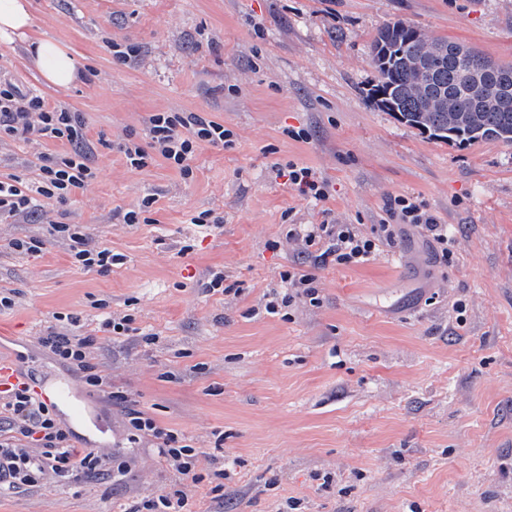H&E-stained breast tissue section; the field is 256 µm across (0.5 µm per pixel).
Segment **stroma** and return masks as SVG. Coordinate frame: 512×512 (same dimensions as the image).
Instances as JSON below:
<instances>
[{"label": "stroma", "mask_w": 512, "mask_h": 512, "mask_svg": "<svg viewBox=\"0 0 512 512\" xmlns=\"http://www.w3.org/2000/svg\"><path fill=\"white\" fill-rule=\"evenodd\" d=\"M29 12L25 37L0 38V78L80 113L100 175L66 203L42 198L0 222V290L14 301L0 346L20 367L72 379L37 338L61 329L56 313L78 315L113 390L234 463L223 494L192 490V512H278L288 500L298 512H512V147L430 139L367 98L371 40L397 18L512 64V0H29ZM43 37L75 58L70 87L31 64ZM115 43L137 58L116 63ZM155 112L212 113L232 143L202 146L187 180L161 160L131 169L115 144L144 141ZM69 149L1 141L0 179L35 181L39 154ZM292 163L327 181L326 200L285 184ZM149 194L151 223H122ZM398 195L447 225L452 263L410 229L351 267L315 264L287 237L322 222L371 233ZM205 210L215 230L191 224ZM53 222L86 225L122 263L75 266ZM26 236L45 238L39 256L8 249ZM291 268L315 276L320 305L266 314ZM217 272L221 292L209 289ZM108 311L132 315V332H98ZM84 399L82 422L62 405L54 416L76 446L124 453L126 475L5 491L0 512H129L177 484L150 443L125 447L119 407Z\"/></svg>", "instance_id": "obj_1"}]
</instances>
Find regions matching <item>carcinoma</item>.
I'll list each match as a JSON object with an SVG mask.
<instances>
[{
	"label": "carcinoma",
	"instance_id": "cac0c4a2",
	"mask_svg": "<svg viewBox=\"0 0 512 512\" xmlns=\"http://www.w3.org/2000/svg\"><path fill=\"white\" fill-rule=\"evenodd\" d=\"M370 52L378 73L371 98L399 121L445 143L512 146V65L446 38L428 40L401 19L378 30ZM418 60L421 69L414 66ZM476 72L484 73L492 92L475 99Z\"/></svg>",
	"mask_w": 512,
	"mask_h": 512
}]
</instances>
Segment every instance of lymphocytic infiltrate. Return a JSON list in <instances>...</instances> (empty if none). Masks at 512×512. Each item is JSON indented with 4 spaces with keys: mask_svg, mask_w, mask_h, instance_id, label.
<instances>
[{
    "mask_svg": "<svg viewBox=\"0 0 512 512\" xmlns=\"http://www.w3.org/2000/svg\"><path fill=\"white\" fill-rule=\"evenodd\" d=\"M83 118L64 105H48L34 93L22 92L9 81H0V141L10 138L35 142L42 138L67 141L70 152L41 154L38 179L28 186L19 177L0 180V221L23 217L35 207L38 198L63 203L95 179L98 171L89 161L83 139ZM149 143L134 139L119 143L130 167L141 170L163 159L177 169L182 178L193 174L191 162L204 144L227 145L230 130L200 112H155L146 123ZM387 222L375 225L370 235L361 234L351 224H303L289 229V237L301 241L304 250L315 251L319 264L361 265L373 260L381 247L394 245L405 227H412L429 240L443 262H450L448 227L437 221L417 198L399 195L391 199ZM52 237L66 241L77 266L104 274L119 263L118 255L101 247L88 228L81 224L52 223ZM290 288L285 296H268L264 311L279 314L291 304L294 295L306 297L310 304L320 302L314 275L298 271L282 272ZM94 337L77 333L51 332L39 337L38 344L68 370L80 375L83 383L121 406L128 444L150 440L157 456L180 479L179 489L140 499L133 512H188L190 490L208 482L223 490L234 471L224 462L200 460L201 451L190 439L159 425L135 400L113 390L111 382L90 361ZM127 461L118 460L97 448L75 446L69 430L63 428L48 406L39 402L30 385L12 386L0 396V490H26L54 480L79 476H125Z\"/></svg>",
    "mask_w": 512,
    "mask_h": 512,
    "instance_id": "1",
    "label": "lymphocytic infiltrate"
}]
</instances>
